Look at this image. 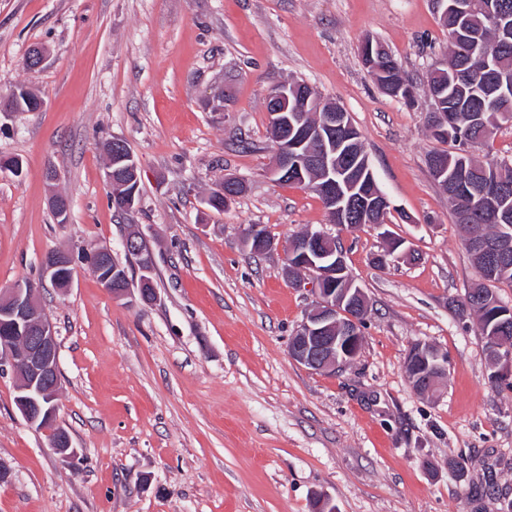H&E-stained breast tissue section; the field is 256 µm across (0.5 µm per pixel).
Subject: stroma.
Wrapping results in <instances>:
<instances>
[{
	"label": "stroma",
	"instance_id": "1",
	"mask_svg": "<svg viewBox=\"0 0 512 512\" xmlns=\"http://www.w3.org/2000/svg\"><path fill=\"white\" fill-rule=\"evenodd\" d=\"M368 38L416 82L412 104L368 74ZM447 47L434 0H0V96L23 85L45 101L0 115V157L22 162L0 173V289H41L56 425L78 450L63 458L24 420L0 371V512H512V387L492 386L477 320L454 305L480 277L427 164L441 144L422 79ZM291 80L349 113L391 202L384 226L341 235L369 311L335 372L288 354L316 297L281 276L286 248L335 230L311 189L270 174L266 99ZM115 138L141 172L126 214L105 181ZM229 177L244 193L207 207ZM251 224L278 244L265 258L243 241ZM132 231L153 256L152 303L114 298L86 264L68 288L41 274L48 251L107 244L139 277ZM390 236L411 255L376 267ZM420 342L448 358L432 395L404 371Z\"/></svg>",
	"mask_w": 512,
	"mask_h": 512
}]
</instances>
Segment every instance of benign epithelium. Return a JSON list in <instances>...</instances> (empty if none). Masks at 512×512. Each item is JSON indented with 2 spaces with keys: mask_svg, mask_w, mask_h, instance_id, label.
I'll return each instance as SVG.
<instances>
[{
  "mask_svg": "<svg viewBox=\"0 0 512 512\" xmlns=\"http://www.w3.org/2000/svg\"><path fill=\"white\" fill-rule=\"evenodd\" d=\"M441 15L448 12L466 13L480 6L490 25L501 32L512 31V23L496 8L493 0H436ZM268 98L274 100V110L269 113L270 126L288 129V115L299 123L294 137L279 134L274 140L276 162L272 170L275 177H302V166L319 173V189L326 197L331 222L345 228L351 218L370 224L372 213H384L390 201L382 191L369 193L367 200L356 194L357 185L345 181L340 175L337 155L346 161L354 159L356 128L347 112L339 107L326 108L319 125L308 130L301 126L300 114L307 111L313 98L310 85L303 81L281 83L274 86ZM314 139L319 147L314 151L298 150ZM429 168L434 181L446 192L469 179L472 171L469 145L457 150V165L448 173V159L433 156ZM106 180L112 189L128 186L125 179L138 178V165L124 144L115 140L111 144L110 159L106 164ZM245 240L253 253L265 255L275 249L274 238L259 224H251ZM328 244L323 252L316 243ZM86 259L95 270L108 266L112 249L98 245L83 249ZM153 262L146 256L141 266L142 274L136 282L107 276L102 284L113 297L125 298L137 293L141 301L152 302L156 297L151 272ZM43 275L55 284L70 286L74 278V258L68 250H51L42 258ZM283 277L300 287H307L316 296L315 306L297 328L289 345V356L297 363L316 371H334L349 364L359 354L362 344V323L367 314V301L362 288L355 285L344 260L342 247L336 237L323 231H308L303 239L289 244L286 260L281 269ZM415 359L404 362L409 381L421 394L432 392L440 385L436 373L446 371V357L426 343L413 347ZM9 366L18 380L16 404L22 417L30 424L43 429H53L51 445L57 451L76 456L67 434L54 427L57 405L54 400L60 387L59 352L56 330L44 313L39 289L28 281L16 283L0 292V367Z\"/></svg>",
  "mask_w": 512,
  "mask_h": 512,
  "instance_id": "benign-epithelium-1",
  "label": "benign epithelium"
}]
</instances>
